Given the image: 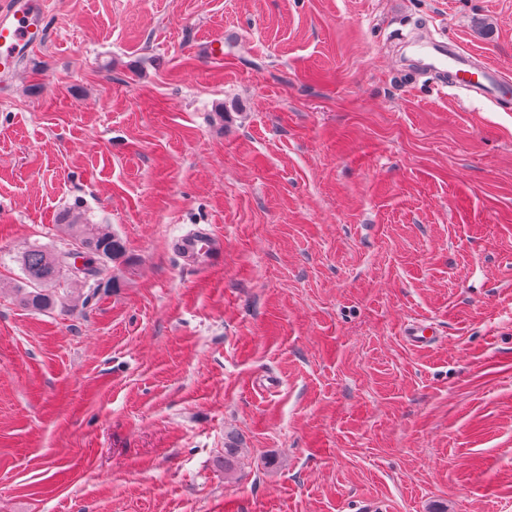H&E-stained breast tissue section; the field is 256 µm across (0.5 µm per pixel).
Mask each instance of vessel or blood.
<instances>
[{"label": "vessel or blood", "mask_w": 512, "mask_h": 512, "mask_svg": "<svg viewBox=\"0 0 512 512\" xmlns=\"http://www.w3.org/2000/svg\"><path fill=\"white\" fill-rule=\"evenodd\" d=\"M45 6L42 0H0V74H10L17 62L42 41L45 29ZM415 65L440 78L465 88L468 98H497L512 87L501 73L489 65L477 64L456 41L423 40L413 44ZM184 263L209 268L223 265L224 242L205 229H196L174 243ZM402 335L415 347L430 345L433 333L419 322L404 325Z\"/></svg>", "instance_id": "obj_1"}]
</instances>
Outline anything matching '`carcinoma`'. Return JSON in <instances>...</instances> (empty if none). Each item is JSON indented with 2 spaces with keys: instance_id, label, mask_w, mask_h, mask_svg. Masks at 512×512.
<instances>
[{
  "instance_id": "obj_1",
  "label": "carcinoma",
  "mask_w": 512,
  "mask_h": 512,
  "mask_svg": "<svg viewBox=\"0 0 512 512\" xmlns=\"http://www.w3.org/2000/svg\"><path fill=\"white\" fill-rule=\"evenodd\" d=\"M61 221L68 234L74 240L81 241L85 247L95 254L98 264L120 259L125 254L122 239L97 224H87L82 216L71 211L62 215ZM68 251V248H63ZM61 251V252H63ZM61 252H54L41 244H33L18 257L20 269L24 275L25 286L22 291L23 306L33 312H47L63 303L74 288L59 289L62 282L70 281L88 289L86 299L93 298L97 288L92 282L97 280L101 269L90 274L87 268H77L72 261L60 260Z\"/></svg>"
}]
</instances>
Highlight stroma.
Listing matches in <instances>:
<instances>
[{
	"label": "stroma",
	"instance_id": "obj_1",
	"mask_svg": "<svg viewBox=\"0 0 512 512\" xmlns=\"http://www.w3.org/2000/svg\"><path fill=\"white\" fill-rule=\"evenodd\" d=\"M47 11L0 78V512H512V94L398 43L512 80V0ZM73 207L126 253L33 313L15 257ZM411 47L415 65L438 75L441 86L456 84L466 89L468 98L476 100H492L508 91L509 83L498 70L477 64L455 40H423ZM173 247L190 266L209 268L224 264V241L207 229L189 231L179 237ZM427 325L420 322H409L404 325L402 335L406 342L415 347L428 346L436 336Z\"/></svg>",
	"mask_w": 512,
	"mask_h": 512
}]
</instances>
